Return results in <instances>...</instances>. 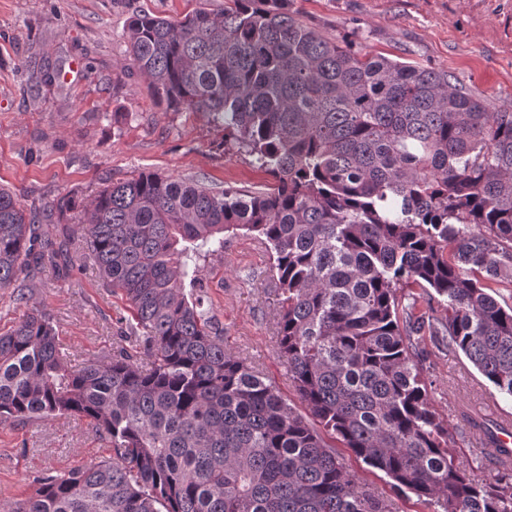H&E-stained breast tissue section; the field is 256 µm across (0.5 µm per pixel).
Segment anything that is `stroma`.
Instances as JSON below:
<instances>
[{
  "mask_svg": "<svg viewBox=\"0 0 512 512\" xmlns=\"http://www.w3.org/2000/svg\"><path fill=\"white\" fill-rule=\"evenodd\" d=\"M225 0H0V185L45 212L58 197L89 199L107 180L143 171L197 178L216 190L262 192L273 180L224 141L223 127L200 112L157 105L133 67L125 26L143 9L171 19ZM304 24L371 54L430 66L485 97L492 110L512 109V0H294ZM50 69L52 82L39 72ZM47 238L67 239L65 265L44 266L32 280L35 300L51 314L73 364L111 353L113 324L129 310L86 262L76 224L44 223ZM206 304L224 325V345L274 383L292 406L300 401L278 356V296L269 256L257 240L228 236L224 251L200 261ZM431 402L450 437V452L481 485L512 481V469L477 454L458 405L496 397L466 356L436 339L419 340ZM336 454L347 471L398 512H430L415 495L350 450ZM87 421L70 417L0 424V503L32 495L37 477L110 458Z\"/></svg>",
  "mask_w": 512,
  "mask_h": 512,
  "instance_id": "stroma-1",
  "label": "stroma"
}]
</instances>
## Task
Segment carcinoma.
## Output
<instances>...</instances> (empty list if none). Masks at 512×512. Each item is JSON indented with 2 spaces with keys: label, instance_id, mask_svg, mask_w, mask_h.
<instances>
[{
  "label": "carcinoma",
  "instance_id": "carcinoma-1",
  "mask_svg": "<svg viewBox=\"0 0 512 512\" xmlns=\"http://www.w3.org/2000/svg\"><path fill=\"white\" fill-rule=\"evenodd\" d=\"M172 21L128 18L133 66L167 108L203 112L273 179L214 191L154 172L109 181L70 213L88 258L125 297L112 356L74 369L30 273L67 250L0 188V290L27 306L0 332V424L83 417L112 459L36 480L0 512H396L336 457L339 441L441 512H512L448 454L413 336H444L512 399V110L448 73L362 54L304 25L293 0H229ZM269 248L280 357L308 412L224 347L200 258L224 234ZM431 288L446 315H426ZM469 433L497 444L486 417Z\"/></svg>",
  "mask_w": 512,
  "mask_h": 512
}]
</instances>
